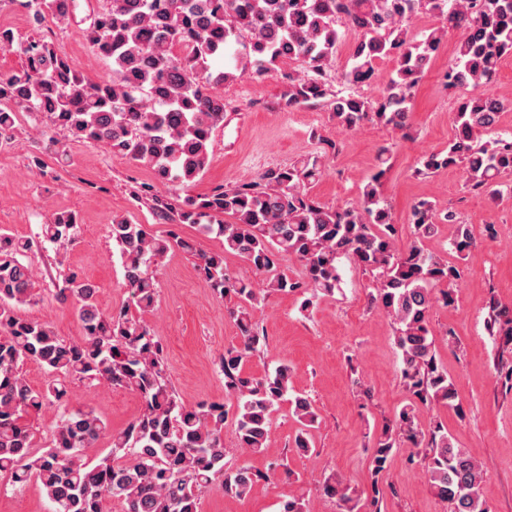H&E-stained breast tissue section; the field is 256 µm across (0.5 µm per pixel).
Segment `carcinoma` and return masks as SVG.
I'll return each mask as SVG.
<instances>
[{
    "mask_svg": "<svg viewBox=\"0 0 512 512\" xmlns=\"http://www.w3.org/2000/svg\"><path fill=\"white\" fill-rule=\"evenodd\" d=\"M84 30L86 40L112 59V79L91 82L46 41L23 49L18 72L0 75V101L36 114L78 138L101 143L113 153L149 168L177 194L152 198L174 224H193L223 239L224 251L205 252L174 232L158 236L143 224L113 218L127 290L126 305L106 315L97 306L96 287L70 274L56 291L82 323L84 336L66 340L47 323L28 321L17 306L36 297L33 269L24 262L30 241L0 235V477L14 485L33 478L48 499L50 512H102L106 497L124 512H198L205 489L247 496L268 474L247 465L224 463V424L236 427L238 447L261 455L268 447L272 414L291 390L292 371L281 362L261 377L244 364L267 350V336L250 307L264 292L331 294L338 288L343 258L372 274L371 303L394 325L400 377L408 397L378 434L372 453L370 486L356 494L341 480L323 486L343 512H383L385 475L396 451L408 447V460L426 475L435 495L451 512H488L480 465L458 448L439 420L421 427L414 414L421 405H453L456 391L440 364L429 329L436 302L452 301L460 279L454 264L422 247L435 230L432 205L422 201L412 213V240L397 245L391 210L380 191L384 171L376 172L359 200L327 207L306 191L321 176L317 160L303 159L265 170L257 179L207 194L178 191L207 169L212 133L224 125L226 104L217 92L244 77L263 78L280 63L296 60L304 72L288 74L281 101L288 108L316 105L328 95L323 81L342 40L338 23L359 34L346 83L372 80L377 58L391 57L395 75L376 101L338 96L333 111L347 130L377 121L394 130L409 127V104L425 68L441 49L448 30L461 31L445 77L464 90L455 113L448 148L422 159L425 172L463 165L468 186L484 190L512 173V133L485 141L497 124L501 103L486 94L501 61L512 57V0H106ZM75 0H25L37 20L67 21ZM438 14L441 25L418 40L407 23L422 6ZM236 48L232 69L213 66ZM451 250L461 255L475 245L469 225L456 223ZM79 219L72 211L53 215L40 236L61 251L74 244ZM172 249L195 258V267L213 295L231 300L226 308L238 329V343L224 350L218 371L227 400L183 405L166 373L163 345L132 310L157 303L153 267ZM243 257L259 274L260 287L231 277L224 253ZM294 255L303 276L294 280L277 270L279 256ZM485 329L497 345L496 370L512 378V308L488 306ZM36 363L52 381L29 385L23 367ZM122 388L139 395L140 416L120 432L89 404L73 407L69 385ZM62 407L49 445L37 447L32 417L48 406ZM301 428L294 447L311 451L310 429L317 422L311 401L290 399ZM109 437L108 454L91 459L88 449Z\"/></svg>",
    "mask_w": 512,
    "mask_h": 512,
    "instance_id": "cac0c4a2",
    "label": "carcinoma"
}]
</instances>
